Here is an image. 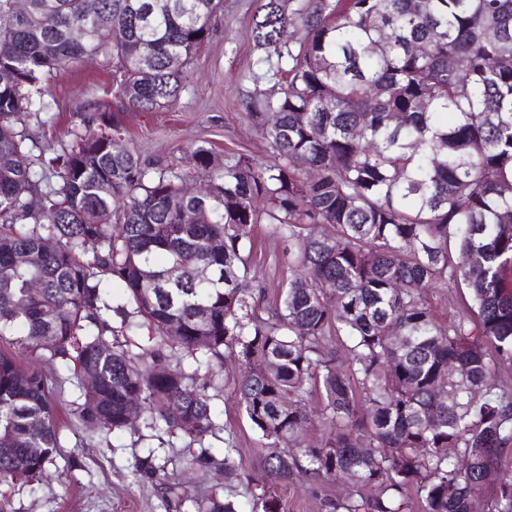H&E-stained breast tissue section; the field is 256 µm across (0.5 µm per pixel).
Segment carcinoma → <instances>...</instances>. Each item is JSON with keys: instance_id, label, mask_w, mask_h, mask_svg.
I'll list each match as a JSON object with an SVG mask.
<instances>
[{"instance_id": "1", "label": "carcinoma", "mask_w": 512, "mask_h": 512, "mask_svg": "<svg viewBox=\"0 0 512 512\" xmlns=\"http://www.w3.org/2000/svg\"><path fill=\"white\" fill-rule=\"evenodd\" d=\"M88 4L0 0V343L28 355L0 349V482L59 455L49 371L72 373L87 427L133 419L194 439L219 428L199 372L228 355L271 479L350 487L324 512H405L410 488L422 512H512L497 476L512 392L495 379L512 360V0H260L251 73L285 77L250 113L271 160L198 145L209 185L194 196L178 171L114 151L98 102L60 153L27 143L26 118H54L47 82L85 57L126 108L165 107L221 0H94L91 19ZM257 224L300 270L267 318L244 256ZM115 285L133 312L109 304ZM434 287L450 308L468 289L475 317L439 324ZM114 313L154 336L107 343ZM334 336L350 341L343 357ZM313 379L329 432L310 445ZM133 474L165 480L148 461ZM200 512L239 510L213 494Z\"/></svg>"}]
</instances>
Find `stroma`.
<instances>
[{
	"label": "stroma",
	"mask_w": 512,
	"mask_h": 512,
	"mask_svg": "<svg viewBox=\"0 0 512 512\" xmlns=\"http://www.w3.org/2000/svg\"><path fill=\"white\" fill-rule=\"evenodd\" d=\"M258 0H224L209 40L195 54L188 69L185 89L169 106L153 112H131L112 94V76L99 59H88L54 77L47 87L58 104L54 121L47 126L29 120L25 132L37 151L59 152L72 129L82 126L86 101L103 103L114 125V137L143 158L158 160L186 172V185L195 191L205 181L196 168L192 151L207 144L216 155H248L265 158L267 142L252 120L247 102L279 92L281 78L252 80L250 69L256 50L249 37ZM254 284L262 291L261 312L279 308L292 268L278 245L266 235L264 225L254 228L250 243ZM242 369L228 358L202 368L213 386L212 406L218 431L199 440L170 438L163 430L140 428L139 432L105 434L81 425L72 415L79 391L63 383L59 411L62 448L54 465L41 480L0 485V499L10 512H197V502L216 492L233 500L240 512H251L254 496L269 478L262 458L267 441L242 412L236 388ZM233 438L242 467L237 476L225 478L221 462L224 440ZM214 459L215 465H194L196 456ZM153 457L164 467L178 490L152 482H135L131 469L135 459ZM281 512H323L322 497H345L342 482L326 480L321 492L297 482L275 489Z\"/></svg>",
	"instance_id": "stroma-1"
}]
</instances>
